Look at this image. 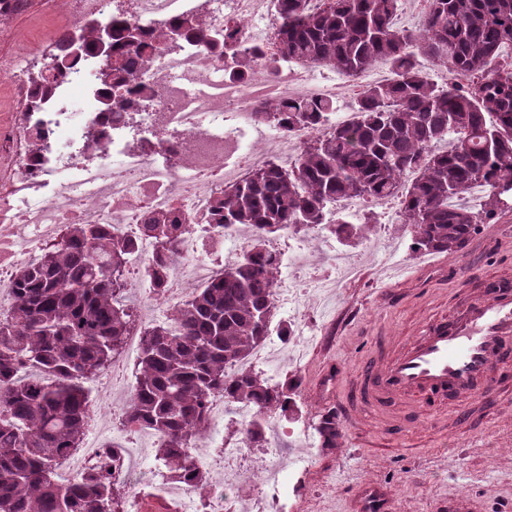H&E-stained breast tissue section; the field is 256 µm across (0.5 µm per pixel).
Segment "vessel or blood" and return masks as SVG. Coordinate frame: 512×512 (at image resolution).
<instances>
[{"mask_svg":"<svg viewBox=\"0 0 512 512\" xmlns=\"http://www.w3.org/2000/svg\"><path fill=\"white\" fill-rule=\"evenodd\" d=\"M512 389V285L477 289L446 317L423 322L416 336L364 373L356 400L387 408L404 400L436 410L458 408V423L471 416L463 401H492ZM380 489L365 487L356 512H387Z\"/></svg>","mask_w":512,"mask_h":512,"instance_id":"vessel-or-blood-1","label":"vessel or blood"}]
</instances>
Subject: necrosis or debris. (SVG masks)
I'll use <instances>...</instances> for the list:
<instances>
[{
	"label": "necrosis or debris",
	"instance_id": "1",
	"mask_svg": "<svg viewBox=\"0 0 512 512\" xmlns=\"http://www.w3.org/2000/svg\"><path fill=\"white\" fill-rule=\"evenodd\" d=\"M76 21L124 17L156 31L188 15H201L206 33H223L236 26L239 46L266 50L279 20V0H72ZM144 83L153 89V104L130 119L112 114V138L105 149L87 145L85 131L99 117L90 87L102 62L98 55L83 56L61 79L31 122L41 124L45 139L39 155L24 154L13 162V187L0 194V318L8 317L16 302L19 271L38 256L45 239L66 224H107L113 234L136 233L145 217L164 212L185 223L176 249L178 257L166 268L167 290L152 296L157 308L169 309L194 292V284L179 279L208 268L212 252L224 257L239 254L245 241L238 232H225L213 219L220 189L239 183L247 171L268 160L263 143L284 142L277 156L286 169L296 165L307 141L319 135L316 127L273 128L257 116L259 106L290 99L288 89L296 73L306 74L300 94L334 101V86L311 80L313 65L282 62L259 75H231V62L219 50L197 38L154 43L140 60ZM289 259L295 275L278 283L276 310L300 306L299 281L319 287L321 278L307 270L304 239L289 235ZM251 404L216 398L209 406L205 432L194 441L191 455L199 470L216 457L233 466L245 453L239 440L224 434L225 419L248 423ZM147 448L131 454L119 439L108 440L98 431L97 415H90L83 450L63 458L57 471L62 487L99 465L109 478L121 482L133 512H155L152 501L172 506L173 512H281L286 498L287 472L305 469L307 458L281 464L280 450L265 443L253 478L230 487L210 485L199 494L182 479L158 485L147 498V466L158 437L142 429Z\"/></svg>",
	"mask_w": 512,
	"mask_h": 512
}]
</instances>
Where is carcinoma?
I'll use <instances>...</instances> for the list:
<instances>
[{
	"label": "carcinoma",
	"instance_id": "obj_1",
	"mask_svg": "<svg viewBox=\"0 0 512 512\" xmlns=\"http://www.w3.org/2000/svg\"><path fill=\"white\" fill-rule=\"evenodd\" d=\"M308 0H280L272 61L299 60L349 78L375 62L388 61L393 79L364 87L358 120L309 140L292 170L270 162L245 181L222 189L216 200L224 230L242 224L252 238L239 258L222 265L188 300L171 309L178 334L162 323L143 326L136 310L120 302L137 255L131 237L101 224H67L42 248L39 261L19 274L11 317L0 319V512H124L125 491L98 467L74 486L57 484L56 462L80 447L88 424V387L118 355L128 336L143 343L134 364L131 396L117 413L119 425H143L159 434L156 468L163 479L182 477L207 486L190 453L205 431L212 398L248 401L253 419L236 430L249 448L265 442L268 421L301 415L295 384L278 381L249 365L269 338L274 289L282 256L268 243L291 230L330 226L350 246L367 238L376 221L347 220L337 207L346 197L402 199L400 222L417 250L461 248L480 225L512 209V76L495 73L497 59L512 45V0H425L420 27H393L400 0H328L312 14ZM112 27V56L102 57L98 80L101 120L87 132L89 143L110 139L114 112H142L151 91L138 80L134 56L148 47L146 30L127 20ZM80 29L84 51H96L98 27ZM201 17L183 18L162 35L200 34ZM130 29L138 31L127 39ZM233 74L252 71L256 57L231 50ZM441 64L448 83L439 85L428 67ZM65 65L50 64L32 78L29 107L41 109ZM493 74L481 87L464 80ZM121 90L108 102L112 88ZM335 111L332 103L306 96L262 112L274 128L318 126ZM448 141V152L431 149ZM486 186L478 210L456 203L471 184ZM177 220L151 214L142 229L155 244V259L143 272L149 291L167 288L163 270L175 255ZM28 366L44 371L40 384L23 381ZM326 447L336 444V413L314 427Z\"/></svg>",
	"mask_w": 512,
	"mask_h": 512
}]
</instances>
